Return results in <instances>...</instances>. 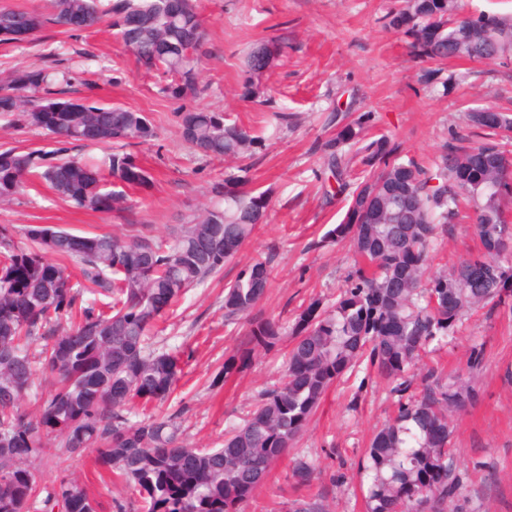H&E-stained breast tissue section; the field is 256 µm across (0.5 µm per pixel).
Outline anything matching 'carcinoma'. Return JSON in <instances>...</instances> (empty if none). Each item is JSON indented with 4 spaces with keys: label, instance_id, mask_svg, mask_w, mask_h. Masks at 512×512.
<instances>
[{
    "label": "carcinoma",
    "instance_id": "carcinoma-1",
    "mask_svg": "<svg viewBox=\"0 0 512 512\" xmlns=\"http://www.w3.org/2000/svg\"><path fill=\"white\" fill-rule=\"evenodd\" d=\"M461 10L462 0H402L383 16L384 27L406 38L418 64L512 59V17L471 13L459 19ZM74 15L82 16L86 28L104 21L122 36L137 63L159 76L161 97L197 93L199 65L208 54L197 0H46L41 9L4 7L0 42L23 43L47 25L66 29ZM130 17L136 25L127 30ZM281 49L279 40L252 48L243 97L260 94L255 80ZM71 87L67 73L17 67L0 77V120L40 129L46 108L68 103ZM479 112L466 119L480 140L455 135L429 166L398 152L384 135L367 138V113L336 128L326 147L339 187H347L348 176L341 146L359 145L367 172L343 220L328 232L333 240L350 242L353 269L331 306L315 300L291 324L258 309L269 284L270 256L253 259L227 283L224 315L244 318L246 329L212 384L243 372L258 351L286 341L289 349L286 380L259 395L222 448L186 447L172 416L131 424L124 411L135 401H165L174 391L179 359L147 351L149 333L187 289L221 272L266 222L267 194L248 191L246 177L231 176L213 186V199L172 239L88 234L83 254L71 251L65 230L50 246L32 236L36 248L6 247L12 229L1 227L0 512L34 508L41 490L33 460L81 458L88 450L95 452V463L133 487L142 512H242L344 372L366 359L378 374L398 379L416 367L429 344L448 338L465 312L508 304L512 273L484 288L473 287L463 274L472 263L500 265L512 251V225L504 216L512 201V168L497 144L512 132V118L501 112L488 126ZM180 133L208 158H252L264 146L252 130L204 109L183 113ZM54 134L50 150L0 149V203L12 202L33 177L75 208L123 212L130 208L128 196L108 189L111 179L152 185L150 173L131 164L136 155L123 151L157 137L144 113L86 100L60 113ZM98 143L122 151L100 164L71 155L79 145ZM450 224L474 225L481 245L495 242L502 253L480 249L449 271L425 276L432 243ZM53 254L78 263L82 281L72 283L67 267L50 260ZM435 282L449 287L458 311L450 315L433 304ZM86 293L93 298L83 299ZM65 315L76 319L68 329L61 326ZM39 371L56 375L58 386L30 412L24 404ZM421 382L420 392L398 401L395 417L370 442L363 463L365 512H448L456 495L448 448L452 417L473 397V388L446 380L433 367ZM51 435L61 439L60 447L48 446ZM311 476L305 460H293L297 485ZM42 504L43 512H98V502L66 475Z\"/></svg>",
    "mask_w": 512,
    "mask_h": 512
}]
</instances>
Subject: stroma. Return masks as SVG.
Masks as SVG:
<instances>
[{
	"mask_svg": "<svg viewBox=\"0 0 512 512\" xmlns=\"http://www.w3.org/2000/svg\"><path fill=\"white\" fill-rule=\"evenodd\" d=\"M397 3L198 0L209 53L200 66L199 95L180 101L158 95L153 77L142 72L104 22L70 33L48 28L20 46L0 43V72L19 66L70 68L76 98L138 110L157 128L155 140L134 149L153 185L130 190V211H78L47 186H29L12 203L0 204V226L13 228L18 245H27L23 230L31 224L124 238L147 227L165 238L200 213L212 186L236 173L238 163L195 155L179 132L180 115L190 108L224 113L265 139L262 154L251 163L249 186L267 193L268 219L222 276L187 290L159 322L151 350L185 348L192 356L170 400L130 405V422L176 412L187 447L218 448L225 432L242 423L258 392L284 380L285 355L279 351L255 355L224 386H212L244 331L242 323L224 319V284L254 257L269 253L270 285L260 303L266 317L290 322L313 299L326 305L335 300L352 254L343 242L315 251L308 244L335 227L346 210L323 149L337 122L371 113L369 135H387L402 154L427 159L463 127L468 109L490 105L512 113V64L452 63L448 70L456 79L450 88L424 84L402 36L380 22ZM271 39L282 40L283 51L262 78L259 98H243L246 54L253 44ZM281 112L288 113L287 122L278 120ZM477 245L472 225H455L439 239L430 271L450 269ZM431 366L474 389L471 402L454 417L450 446L458 491L449 512H512V307L465 313L447 342L427 347L416 370ZM390 388L366 366L337 379L297 445L244 512H289L297 499L318 502L324 512H364L358 464L373 434L395 412ZM296 457L314 468L308 485L296 486L291 477ZM34 472L47 488L61 475L77 477L99 501L98 512H115V502L132 498L125 484L87 458L59 466L38 462Z\"/></svg>",
	"mask_w": 512,
	"mask_h": 512,
	"instance_id": "stroma-1",
	"label": "stroma"
}]
</instances>
